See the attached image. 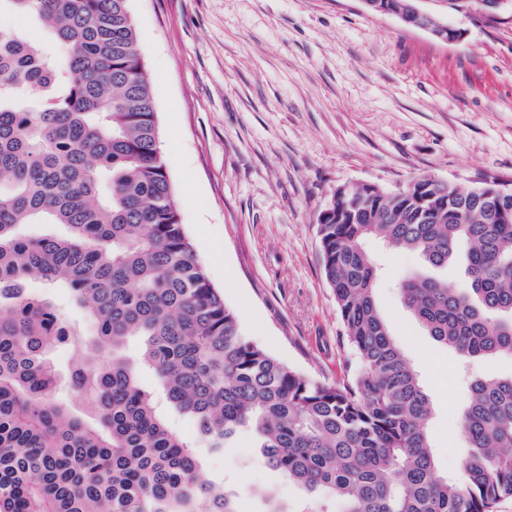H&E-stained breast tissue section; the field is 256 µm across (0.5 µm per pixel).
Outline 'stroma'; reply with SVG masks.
<instances>
[{"label": "stroma", "instance_id": "stroma-1", "mask_svg": "<svg viewBox=\"0 0 512 512\" xmlns=\"http://www.w3.org/2000/svg\"><path fill=\"white\" fill-rule=\"evenodd\" d=\"M181 222L248 336L298 372L336 381L349 353L323 276L317 218L337 186L389 190L429 176L512 182V10L450 14L446 43L361 0H129ZM376 302L432 408L437 469L470 453L457 426L466 382L512 371L461 362L397 288L418 254L371 242ZM205 476L263 489L294 512L301 488L268 469L250 431L198 445Z\"/></svg>", "mask_w": 512, "mask_h": 512}]
</instances>
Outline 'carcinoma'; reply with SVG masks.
I'll use <instances>...</instances> for the list:
<instances>
[{"label":"carcinoma","instance_id":"carcinoma-1","mask_svg":"<svg viewBox=\"0 0 512 512\" xmlns=\"http://www.w3.org/2000/svg\"><path fill=\"white\" fill-rule=\"evenodd\" d=\"M128 2L0 0V512H241L242 492L203 477L145 368L210 447L250 429L269 468L322 496L316 512H495L512 498V374L469 384L472 451L439 476L430 400L376 306L364 243L433 268L464 256V287L410 275L402 298L461 357L512 358V201L426 176L337 187L317 233L356 367L337 383L294 371L243 333L195 257ZM364 2L398 16L407 0ZM35 279L67 291L93 332ZM56 343L70 349L63 377L45 357Z\"/></svg>","mask_w":512,"mask_h":512}]
</instances>
